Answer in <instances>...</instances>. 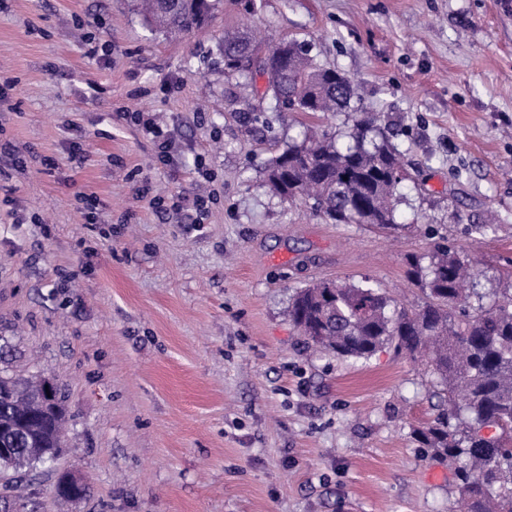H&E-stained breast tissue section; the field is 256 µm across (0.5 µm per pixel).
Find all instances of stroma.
<instances>
[{
  "label": "stroma",
  "mask_w": 512,
  "mask_h": 512,
  "mask_svg": "<svg viewBox=\"0 0 512 512\" xmlns=\"http://www.w3.org/2000/svg\"><path fill=\"white\" fill-rule=\"evenodd\" d=\"M254 3L262 33L353 81L329 125L372 113L401 152L395 232L269 190L311 117L270 98L247 112L214 41L242 18L232 0L176 36L130 0H0V148L16 158L0 164V336L68 411L62 454L32 477L38 512H458L453 464L415 435L437 412L425 365L313 351L288 307L366 280L416 308L406 259L439 243L478 259L477 293L512 282V0ZM198 194L203 224L177 223ZM65 470L89 497L57 501Z\"/></svg>",
  "instance_id": "35a3bbf8"
}]
</instances>
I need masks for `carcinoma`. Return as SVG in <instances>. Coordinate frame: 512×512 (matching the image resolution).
<instances>
[{"instance_id": "carcinoma-1", "label": "carcinoma", "mask_w": 512, "mask_h": 512, "mask_svg": "<svg viewBox=\"0 0 512 512\" xmlns=\"http://www.w3.org/2000/svg\"><path fill=\"white\" fill-rule=\"evenodd\" d=\"M219 3L139 0L138 8L149 25L176 35L207 25ZM217 51L229 75L246 78L279 65L268 92L285 107L294 101L315 116L351 106V79L336 78L338 70L314 62L294 40L262 41L249 18L219 38ZM348 138L341 145L326 128L289 142L266 170L269 189L286 202L311 201L333 224L395 226L398 185L390 172L401 168L398 148L367 116L355 118ZM407 264V278L426 296L414 310L368 284L320 281L296 293L288 317L317 350L368 359L391 347L425 358L444 404L417 430L418 441L458 464L462 512H512V448L480 434L493 426L512 436V285L488 300L465 292L480 270L448 245L436 246L426 266L414 257ZM41 382L0 373V445L12 449L0 469L25 476L62 447L64 396L47 403Z\"/></svg>"}]
</instances>
